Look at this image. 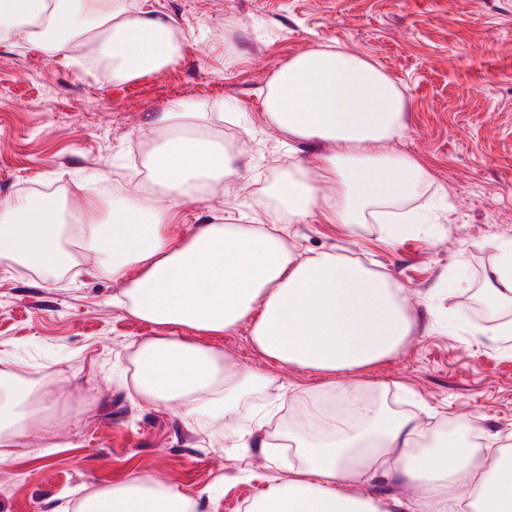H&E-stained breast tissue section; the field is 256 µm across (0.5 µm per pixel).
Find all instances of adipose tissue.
I'll return each mask as SVG.
<instances>
[{
  "instance_id": "adipose-tissue-1",
  "label": "adipose tissue",
  "mask_w": 512,
  "mask_h": 512,
  "mask_svg": "<svg viewBox=\"0 0 512 512\" xmlns=\"http://www.w3.org/2000/svg\"><path fill=\"white\" fill-rule=\"evenodd\" d=\"M184 40L168 16L130 0H0V43L32 46L50 60L94 61L116 81L168 66ZM259 95L269 122L289 138L333 146L274 186L280 223L201 224L173 239L182 206L207 203L238 174L237 154L212 136L223 113L177 102L153 122L157 136L143 163L152 191L115 190L106 224L98 191L84 184L63 208L44 195L1 201L0 267L80 268L122 282L117 304L159 328L130 346L132 397L215 427L231 420L242 439L263 424L240 415V405L269 380L230 368L212 337L246 323L265 358L328 375L332 407L313 408L302 421L291 437L296 462L267 475L250 512H512V452L476 421L455 419L451 438L437 422L363 399L349 381L415 335L402 288L359 259L298 248L299 226L314 215L351 228L404 203L407 211L382 232L397 240L421 231L428 215L409 203L429 173L387 149L406 130L400 85L370 57L319 44L290 57ZM493 248L486 288L491 301L512 306V240ZM54 385L24 379L0 360L1 463L32 429L47 427ZM379 481L424 493L410 501L361 493ZM196 509L183 492L135 476L82 496L73 512Z\"/></svg>"
}]
</instances>
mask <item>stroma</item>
I'll list each match as a JSON object with an SVG mask.
<instances>
[{
	"label": "stroma",
	"mask_w": 512,
	"mask_h": 512,
	"mask_svg": "<svg viewBox=\"0 0 512 512\" xmlns=\"http://www.w3.org/2000/svg\"><path fill=\"white\" fill-rule=\"evenodd\" d=\"M186 35L180 57L130 82L81 74L37 49L0 45V200L51 191L62 201L78 177L112 184L144 180L138 145L172 103L223 104L243 113L253 137L224 126L241 175L208 205H187L181 238L196 224L273 221L270 185L312 147L272 127L259 91L295 53L326 43L376 61L407 97V128L392 151L412 156L430 179L423 197L442 200L420 234L391 242L378 221L348 230L321 218L302 225V251L359 257L402 288L420 329L402 350L361 372L398 412L451 419L473 414L489 435L512 432V346L494 322L512 307L487 306L483 282L494 240L512 239V0H148ZM466 253L468 263L456 267ZM463 285L449 289L448 274ZM123 285L75 283L0 269V351L57 378L68 403L50 436L31 434L0 463V512H63L68 503L133 475L178 488L198 512H240L266 487L271 459L288 462L287 428L322 403L321 375L285 367L250 343L248 324L212 337L229 363L265 373L287 402L247 447L230 432L174 408L133 399L112 370L129 344L153 335L113 304ZM280 444L274 454L262 440Z\"/></svg>",
	"instance_id": "obj_1"
}]
</instances>
